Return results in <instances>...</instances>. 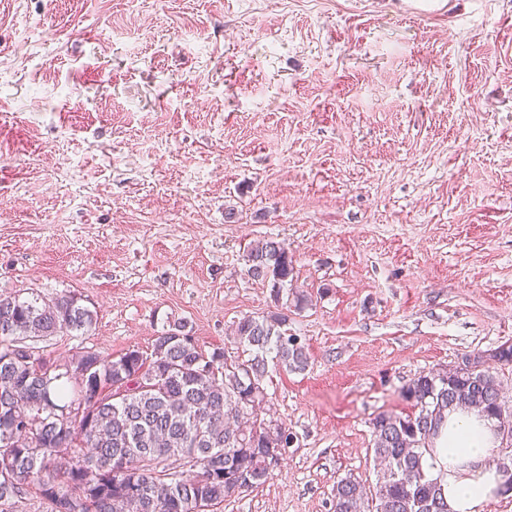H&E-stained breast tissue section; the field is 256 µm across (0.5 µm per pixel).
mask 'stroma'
I'll return each instance as SVG.
<instances>
[{"mask_svg": "<svg viewBox=\"0 0 512 512\" xmlns=\"http://www.w3.org/2000/svg\"><path fill=\"white\" fill-rule=\"evenodd\" d=\"M420 3L0 0V294L97 313L44 358L178 322L235 358L260 240L311 300L265 381L293 441L223 512H329L420 372L512 343V0Z\"/></svg>", "mask_w": 512, "mask_h": 512, "instance_id": "obj_1", "label": "stroma"}]
</instances>
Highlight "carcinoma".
I'll return each mask as SVG.
<instances>
[{"instance_id":"obj_1","label":"carcinoma","mask_w":512,"mask_h":512,"mask_svg":"<svg viewBox=\"0 0 512 512\" xmlns=\"http://www.w3.org/2000/svg\"><path fill=\"white\" fill-rule=\"evenodd\" d=\"M248 273L272 282L274 303L297 311L308 298L290 295L288 251L274 241L247 251ZM282 313L235 323L249 358L198 349L186 325L157 336L151 353L117 359L89 349L46 370L38 344L61 332L83 335L96 313L74 295L46 301L37 293L0 296V512L31 487L55 512H223L224 502L264 484L274 469L267 449L286 448L291 432L276 421L232 428L230 416L271 404L268 360L305 370L308 354L282 330ZM137 390L112 399V385ZM409 413L382 411L371 420L380 464L375 486L340 478L331 512H448L442 484L422 460L447 415L477 409L495 421L498 438L512 437V402L484 356L468 354L459 368L422 371L402 392Z\"/></svg>"}]
</instances>
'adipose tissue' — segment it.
<instances>
[{
	"label": "adipose tissue",
	"instance_id": "adipose-tissue-1",
	"mask_svg": "<svg viewBox=\"0 0 512 512\" xmlns=\"http://www.w3.org/2000/svg\"><path fill=\"white\" fill-rule=\"evenodd\" d=\"M496 445L494 428L477 413L449 414L422 463L446 488L448 512H487L501 494V477L488 459Z\"/></svg>",
	"mask_w": 512,
	"mask_h": 512
}]
</instances>
